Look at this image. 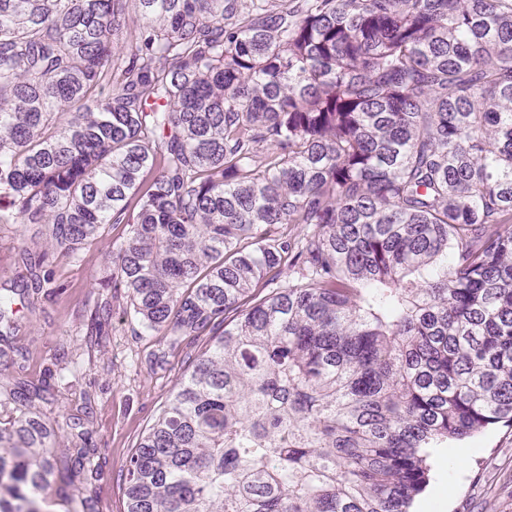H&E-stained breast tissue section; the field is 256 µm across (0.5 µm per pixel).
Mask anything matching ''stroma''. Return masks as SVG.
Returning a JSON list of instances; mask_svg holds the SVG:
<instances>
[{
  "mask_svg": "<svg viewBox=\"0 0 512 512\" xmlns=\"http://www.w3.org/2000/svg\"><path fill=\"white\" fill-rule=\"evenodd\" d=\"M125 234L123 225L108 232L82 261L59 260L43 289L36 313L21 312L19 331L0 350V394L18 382L40 384L47 371H59L60 353H68L76 373L68 381L52 380L33 412L57 424L53 454L69 457L88 431L97 448L101 470L85 493L94 497L95 512H127V458L154 422L176 382L209 341L208 334L168 337L144 331L123 296H112L103 282L112 274V249ZM32 253L49 246L32 225L0 228V288L25 276L17 263V246ZM111 301V315L98 343L86 345L87 324L95 304ZM27 351L26 359L16 348ZM445 459L430 457L431 483H443L445 512H512V428L491 427L475 436L447 444Z\"/></svg>",
  "mask_w": 512,
  "mask_h": 512,
  "instance_id": "1",
  "label": "stroma"
}]
</instances>
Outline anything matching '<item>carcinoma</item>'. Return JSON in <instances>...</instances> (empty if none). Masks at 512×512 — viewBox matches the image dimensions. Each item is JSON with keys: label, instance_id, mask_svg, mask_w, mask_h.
Instances as JSON below:
<instances>
[{"label": "carcinoma", "instance_id": "1", "mask_svg": "<svg viewBox=\"0 0 512 512\" xmlns=\"http://www.w3.org/2000/svg\"><path fill=\"white\" fill-rule=\"evenodd\" d=\"M139 24L119 42L129 7ZM50 283L211 335L126 463L127 512H409L427 449L512 427V0H0V226ZM0 402V512L96 475Z\"/></svg>", "mask_w": 512, "mask_h": 512}]
</instances>
